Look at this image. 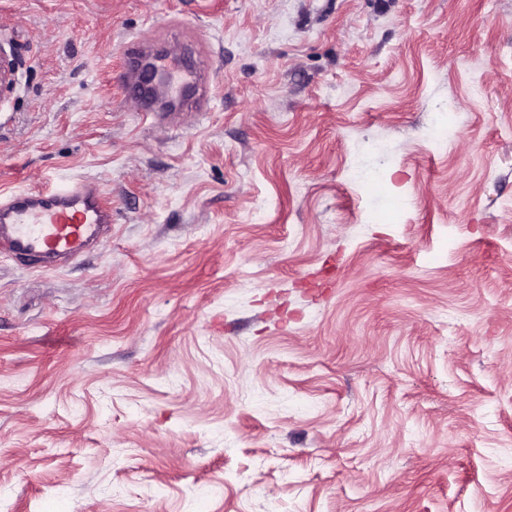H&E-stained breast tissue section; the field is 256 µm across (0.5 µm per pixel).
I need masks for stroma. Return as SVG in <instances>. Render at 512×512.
Segmentation results:
<instances>
[{"mask_svg":"<svg viewBox=\"0 0 512 512\" xmlns=\"http://www.w3.org/2000/svg\"><path fill=\"white\" fill-rule=\"evenodd\" d=\"M132 40L205 111L122 104ZM0 45V197L112 205L0 254V512H512V0H0ZM20 65L17 52L8 54L0 45V101L13 91ZM440 112L441 113H439V121L434 127L433 131V139L437 146L443 145L448 140L452 139L456 134L453 122L455 105L453 103H449L448 110ZM112 228V208L87 182L0 198V252L52 269L103 244Z\"/></svg>","mask_w":512,"mask_h":512,"instance_id":"obj_1","label":"stroma"}]
</instances>
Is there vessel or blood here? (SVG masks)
<instances>
[{"mask_svg":"<svg viewBox=\"0 0 512 512\" xmlns=\"http://www.w3.org/2000/svg\"><path fill=\"white\" fill-rule=\"evenodd\" d=\"M125 94L147 101L152 91L144 81L145 66L133 49H125ZM112 228V210L98 187L68 183L52 193L40 191L0 198V251L40 269L71 261L103 244Z\"/></svg>","mask_w":512,"mask_h":512,"instance_id":"obj_1","label":"vessel or blood"}]
</instances>
